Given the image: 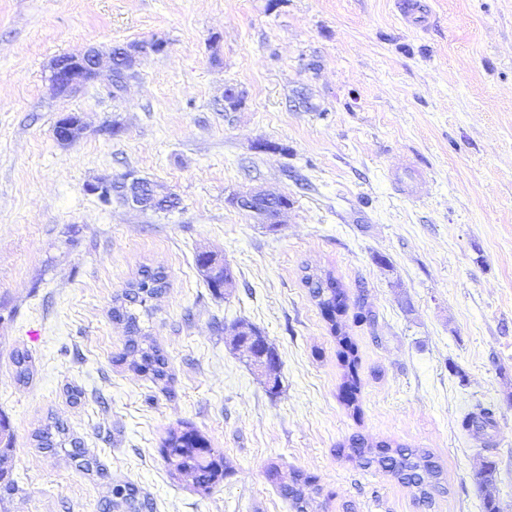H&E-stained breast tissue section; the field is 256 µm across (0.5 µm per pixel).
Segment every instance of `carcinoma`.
<instances>
[{
    "mask_svg": "<svg viewBox=\"0 0 512 512\" xmlns=\"http://www.w3.org/2000/svg\"><path fill=\"white\" fill-rule=\"evenodd\" d=\"M196 264L205 272L207 287L213 294L222 296L233 286L234 275L230 266L216 255L202 252L198 254ZM304 285L338 338V356L345 369L342 391L349 394L347 404L354 406L359 392L357 350L337 322V316L347 308V293L329 272L305 275ZM167 288L166 272L161 268L146 266L115 297L111 308L112 320L124 325L127 334L132 336L121 360L129 362L130 368L149 375L156 384L169 380L168 359L142 324L143 319L153 315L151 302L164 294ZM235 336L237 345L245 347L250 353L251 366L266 376L271 389H277L276 355L261 331L255 327H244ZM14 366L18 383L28 384L31 375L29 354L16 352ZM34 441L36 447L49 451L64 448L73 459L80 461V465H90L81 440L69 433L68 426L59 419L54 418L39 428L34 434ZM161 453L173 475L202 494L210 493L224 479V453L212 447L209 440L191 426L170 429L161 446ZM338 453L361 469L380 470L415 489L419 503L426 509L433 508L436 496L445 493L443 469L434 455L424 448L401 444L394 446L385 441L370 442L355 435L338 446ZM270 478L276 482L280 495L288 501L293 512H309V502L304 492V489L311 487L307 477L298 471L285 477L276 469L270 472ZM119 504L126 507V512H144L147 508L139 490L129 482L112 485L110 495L104 499L103 510L110 512V507Z\"/></svg>",
    "mask_w": 512,
    "mask_h": 512,
    "instance_id": "obj_1",
    "label": "carcinoma"
}]
</instances>
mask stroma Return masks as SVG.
<instances>
[{
	"label": "stroma",
	"instance_id": "35a3bbf8",
	"mask_svg": "<svg viewBox=\"0 0 512 512\" xmlns=\"http://www.w3.org/2000/svg\"><path fill=\"white\" fill-rule=\"evenodd\" d=\"M397 2L0 0V415L18 482L0 512H102L118 481L149 512H288L274 467L314 477V512H426L412 488L337 454L356 434L435 456L447 491L433 512H485L475 474L494 462L498 512H512V0H428L422 29ZM155 39L164 51L140 57L123 93L104 73L53 94L56 58ZM230 87L243 101L228 112ZM70 111L87 131L64 146L54 125ZM126 173L179 208L85 190ZM408 185L424 197L407 201ZM247 188L288 195L276 230L231 205ZM202 251L232 267L228 295L207 287ZM145 265L169 275L149 322L164 388L116 362L126 335L109 309ZM309 269L350 296L357 407ZM237 321L274 347L277 390L234 348ZM480 407L495 428L464 427ZM52 417L96 469L36 447ZM181 424L224 453L210 495L160 455Z\"/></svg>",
	"mask_w": 512,
	"mask_h": 512
}]
</instances>
